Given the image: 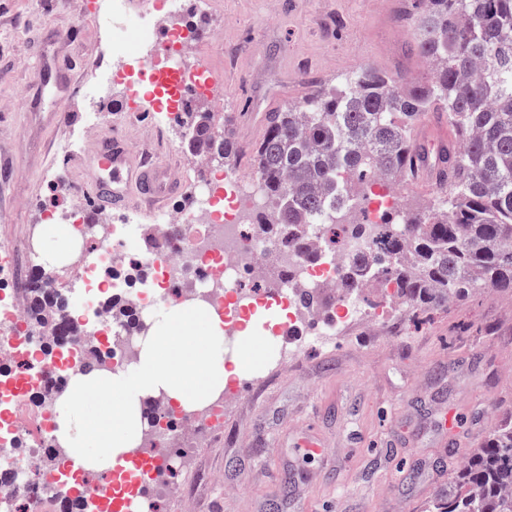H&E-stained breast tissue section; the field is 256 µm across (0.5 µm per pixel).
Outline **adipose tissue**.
Here are the masks:
<instances>
[{
    "mask_svg": "<svg viewBox=\"0 0 512 512\" xmlns=\"http://www.w3.org/2000/svg\"><path fill=\"white\" fill-rule=\"evenodd\" d=\"M223 341V323L207 304L174 306L156 322L133 371L75 379L57 417L62 448L85 470L109 471L133 452L148 393H164L185 409L218 402L240 363L225 360Z\"/></svg>",
    "mask_w": 512,
    "mask_h": 512,
    "instance_id": "adipose-tissue-1",
    "label": "adipose tissue"
}]
</instances>
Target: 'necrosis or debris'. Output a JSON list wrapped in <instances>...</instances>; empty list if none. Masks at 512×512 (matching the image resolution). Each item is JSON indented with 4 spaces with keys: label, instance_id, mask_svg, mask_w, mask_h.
Instances as JSON below:
<instances>
[{
    "label": "necrosis or debris",
    "instance_id": "1",
    "mask_svg": "<svg viewBox=\"0 0 512 512\" xmlns=\"http://www.w3.org/2000/svg\"><path fill=\"white\" fill-rule=\"evenodd\" d=\"M96 8L103 18L137 20L140 44L162 43L150 9L131 12L129 0H97ZM257 182L254 175L231 180L220 216L211 209L208 184L197 190L196 209L160 214L165 247L158 256L143 248V225L121 221L98 228L86 213L73 212L69 228L98 239L76 258L84 271L82 290L60 308L57 324L34 319L21 291L0 294V363L25 368L20 377H0V512H17L21 504L33 512H61V471L76 463L57 443L55 408L88 365L110 373L135 366L159 306L203 300L231 331L239 281L260 276L265 267L301 270L300 279L282 281L274 295L293 322L304 309L302 289L339 284L347 259L323 247L320 226L305 227L317 249L314 262L285 248L271 225L243 233L246 218L270 206ZM143 406L139 451L155 461L143 475L147 482L182 465L189 449L207 447L224 414L217 406L193 416L159 394L146 396Z\"/></svg>",
    "mask_w": 512,
    "mask_h": 512
}]
</instances>
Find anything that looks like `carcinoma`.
I'll use <instances>...</instances> for the list:
<instances>
[{"label":"carcinoma","mask_w":512,"mask_h":512,"mask_svg":"<svg viewBox=\"0 0 512 512\" xmlns=\"http://www.w3.org/2000/svg\"><path fill=\"white\" fill-rule=\"evenodd\" d=\"M410 49L431 62L426 82L399 86L373 72L349 75L265 115L257 175L273 203L261 223L276 224L284 243L308 252L306 224H339L371 188L412 174L421 146L414 122L424 112L448 121L456 146L439 180L450 185L422 215L397 224L343 225V247L364 239L351 256L344 287L376 280L423 312L473 290L512 289V0H423ZM190 155L221 165L238 152L189 113ZM35 319L63 304L57 293L27 290ZM428 512H512V417L492 424L482 448L460 462L448 491Z\"/></svg>","instance_id":"obj_1"}]
</instances>
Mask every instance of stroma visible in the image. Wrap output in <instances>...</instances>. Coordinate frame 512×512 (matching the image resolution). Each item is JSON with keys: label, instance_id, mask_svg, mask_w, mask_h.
<instances>
[{"label": "stroma", "instance_id": "35a3bbf8", "mask_svg": "<svg viewBox=\"0 0 512 512\" xmlns=\"http://www.w3.org/2000/svg\"><path fill=\"white\" fill-rule=\"evenodd\" d=\"M421 9L419 0H187L182 15L200 34L181 61L221 78L205 104L240 153L235 173L254 168L264 113L349 73L427 80L428 62L409 50ZM329 15L341 23L328 45L318 26ZM57 36L73 108L53 131L51 100L28 90L55 81L43 62ZM104 81L109 93L91 101ZM167 110L148 79L132 90L113 79L112 28L94 0H0V240L14 248L0 292L20 287L28 250L58 233L54 214L88 209L90 174L78 158L112 128L137 153L166 143L160 159L184 185L171 203L195 207L191 191L210 174L184 150L185 115ZM391 193L417 213L447 189L408 177ZM324 319L321 310L305 315L273 373L243 372L250 395L225 403L213 447L163 475L186 494L159 496L158 512H427L456 461L485 443L491 419L512 415V290H478L420 316L399 303L380 333L357 323L321 336ZM446 411L459 421L450 438ZM308 436L324 454L299 447Z\"/></svg>", "mask_w": 512, "mask_h": 512}]
</instances>
